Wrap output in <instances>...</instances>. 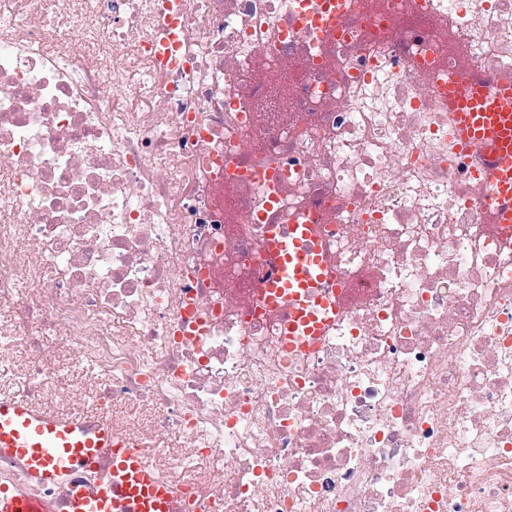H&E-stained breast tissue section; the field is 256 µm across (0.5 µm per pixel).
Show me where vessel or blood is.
I'll list each match as a JSON object with an SVG mask.
<instances>
[{
	"label": "vessel or blood",
	"mask_w": 512,
	"mask_h": 512,
	"mask_svg": "<svg viewBox=\"0 0 512 512\" xmlns=\"http://www.w3.org/2000/svg\"><path fill=\"white\" fill-rule=\"evenodd\" d=\"M371 0H293L289 33H302L310 43L333 41L355 11ZM416 15L431 19L435 39L447 29L433 18L430 0H406ZM179 25L173 0H167L157 36L155 64L172 68ZM464 145L480 157L489 192L485 210L496 224H512V70L493 75L456 71L438 86ZM239 182L264 186L267 202L252 215L264 225L266 246L275 271L256 296L252 308L278 313L285 348L314 350L346 309L347 292L328 291L334 278L329 249L318 225L308 217L277 221L287 186L278 173L239 166ZM0 460L20 464L26 480L0 481V512H207L206 499L184 495L166 482L143 445L114 435L110 416L58 415L16 396L0 397Z\"/></svg>",
	"instance_id": "vessel-or-blood-1"
}]
</instances>
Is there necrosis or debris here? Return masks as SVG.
Here are the masks:
<instances>
[{"label":"necrosis or debris","instance_id":"obj_1","mask_svg":"<svg viewBox=\"0 0 512 512\" xmlns=\"http://www.w3.org/2000/svg\"><path fill=\"white\" fill-rule=\"evenodd\" d=\"M462 59L404 0L324 48L291 0H180L182 68L154 67L163 0H7L0 25V335L17 396L70 402L47 353L99 372L117 424L209 512H512V230L454 151L440 66L512 70V0H431ZM67 19L76 42L55 39ZM108 41L111 51L89 55ZM288 178L344 316L314 353L251 311L273 263L251 183ZM30 299L15 302L19 288ZM207 321L180 335V297Z\"/></svg>","mask_w":512,"mask_h":512}]
</instances>
